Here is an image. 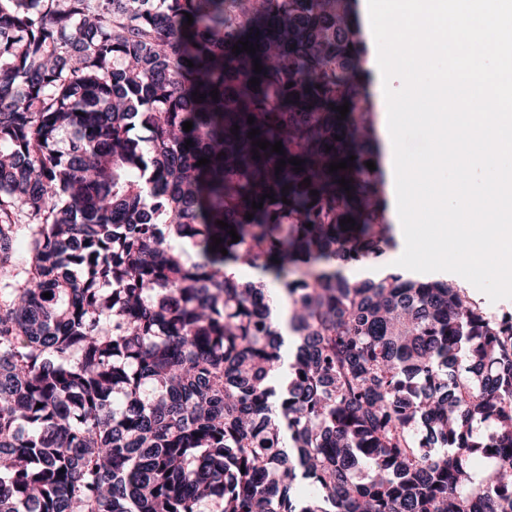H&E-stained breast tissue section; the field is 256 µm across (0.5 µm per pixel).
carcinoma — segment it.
Returning a JSON list of instances; mask_svg holds the SVG:
<instances>
[{"instance_id":"obj_1","label":"carcinoma","mask_w":512,"mask_h":512,"mask_svg":"<svg viewBox=\"0 0 512 512\" xmlns=\"http://www.w3.org/2000/svg\"><path fill=\"white\" fill-rule=\"evenodd\" d=\"M357 2L0 0V512H512V319L336 269L395 244Z\"/></svg>"}]
</instances>
